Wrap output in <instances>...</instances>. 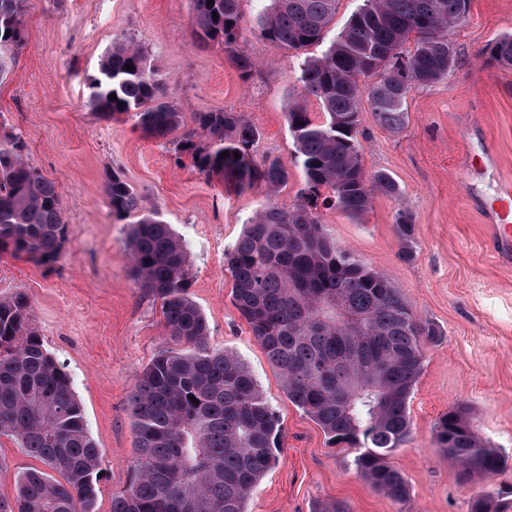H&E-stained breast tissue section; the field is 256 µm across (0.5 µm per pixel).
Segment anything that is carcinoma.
I'll return each mask as SVG.
<instances>
[{
  "label": "carcinoma",
  "instance_id": "1",
  "mask_svg": "<svg viewBox=\"0 0 512 512\" xmlns=\"http://www.w3.org/2000/svg\"><path fill=\"white\" fill-rule=\"evenodd\" d=\"M28 4L0 0V76L16 63ZM191 4L200 41L223 43L241 80H250L255 63L238 45L240 0ZM335 5L271 0L258 18L260 34L304 50L324 40ZM469 8L470 0H362L326 50L300 67L299 95L318 101L323 120L311 119L294 100L288 105V128L306 177L302 200L288 211L268 206L258 212L225 255L234 304L279 371L288 400L331 443L359 447L356 469L396 502L407 499L409 487L389 457L409 434L424 344L438 331L413 314L385 275L324 232L319 210L336 207L358 218L374 193L400 195L389 173L368 176L362 167L356 136L361 102L382 127L402 130L410 91L442 81L454 67L448 33ZM411 40L414 49L406 54ZM487 53L512 65V35L498 38ZM127 63L133 69L125 70ZM89 90L100 117L129 114L150 137L167 138L183 126L148 53L130 39L112 42ZM113 93L116 99H108ZM194 124L173 143L175 154L190 158L199 172L239 192L258 182L275 192L288 182V170L277 161L256 162L259 133L240 114L197 112ZM23 151L19 137L0 139V251L54 263L66 239L61 194ZM106 193L113 213L133 218L123 241L133 278L161 302L170 336L185 345L158 352L137 374L129 407L138 456L112 512H248L253 488L279 461V417L246 364L210 345L207 318L188 296L187 244L159 212H141L119 175L112 174ZM414 222L412 211L397 210L405 260L413 253ZM30 308L23 292L0 299V437L12 438L44 469L18 473L13 497L0 496V512H96L100 449L68 373L29 324ZM435 438L463 481L507 468L463 403L438 418ZM501 496H478L471 512H501Z\"/></svg>",
  "mask_w": 512,
  "mask_h": 512
}]
</instances>
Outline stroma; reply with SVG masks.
<instances>
[{
    "label": "stroma",
    "mask_w": 512,
    "mask_h": 512,
    "mask_svg": "<svg viewBox=\"0 0 512 512\" xmlns=\"http://www.w3.org/2000/svg\"><path fill=\"white\" fill-rule=\"evenodd\" d=\"M270 0H242L239 46L256 62L242 81L218 43L199 45L191 0H30L24 45L0 78V129L20 134L25 158L56 183L66 240L58 261L42 266L0 253V298L26 293L30 322L64 365L101 452L97 512H111L130 482L135 434L129 396L140 371L172 342L159 302L130 274L122 240L127 222L113 215L106 184L117 174L143 211L159 210L189 245L188 293L207 317L210 344L238 355L282 422L280 461L254 488L248 512H315L335 501L348 512H470L473 498L512 486V468L493 478L461 481L438 448L435 425L466 402L484 440L512 457V260L498 254L484 204L499 179L512 180V65L486 50L512 34V0H471L449 34L456 64L447 79L413 89L409 119L398 133L362 106L357 137L366 174L382 170L400 196L374 193L360 218L321 209L327 234L368 267L384 273L408 307L439 331L425 346L410 402V433L389 461L410 495L395 502L375 491L355 466V447L331 444L288 399L249 324L233 304L225 264L244 224L267 206L294 207L305 187L288 129L287 106L299 90L306 51L264 40L257 19ZM142 46L158 68L167 100L182 112L242 114L260 137L256 159L289 172L277 192H238L177 161L167 139L146 137L134 118L99 117L88 104V79L115 39ZM491 144L496 164L477 174L466 155ZM414 213L413 256L402 259L394 226L400 207Z\"/></svg>",
    "instance_id": "1"
}]
</instances>
